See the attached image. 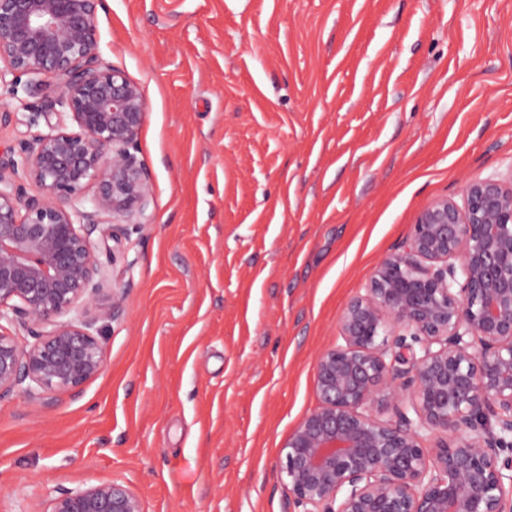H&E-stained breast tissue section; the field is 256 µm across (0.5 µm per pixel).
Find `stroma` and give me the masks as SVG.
<instances>
[{"mask_svg":"<svg viewBox=\"0 0 512 512\" xmlns=\"http://www.w3.org/2000/svg\"><path fill=\"white\" fill-rule=\"evenodd\" d=\"M152 221L100 248L106 363L0 398V512L117 480L144 512H289L317 356L417 214L512 171V0H106Z\"/></svg>","mask_w":512,"mask_h":512,"instance_id":"obj_1","label":"stroma"}]
</instances>
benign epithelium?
Masks as SVG:
<instances>
[{
    "label": "benign epithelium",
    "instance_id": "benign-epithelium-1",
    "mask_svg": "<svg viewBox=\"0 0 512 512\" xmlns=\"http://www.w3.org/2000/svg\"><path fill=\"white\" fill-rule=\"evenodd\" d=\"M103 2L0 0V87L59 82L28 117L47 131L0 151V397L42 407L103 369L94 326L124 311L123 288L100 297L92 233L151 219L146 103L99 56ZM462 199L422 210L343 308L315 361L320 405L281 446L289 512H512V177L469 180ZM49 507L144 512L114 480L57 489Z\"/></svg>",
    "mask_w": 512,
    "mask_h": 512
}]
</instances>
